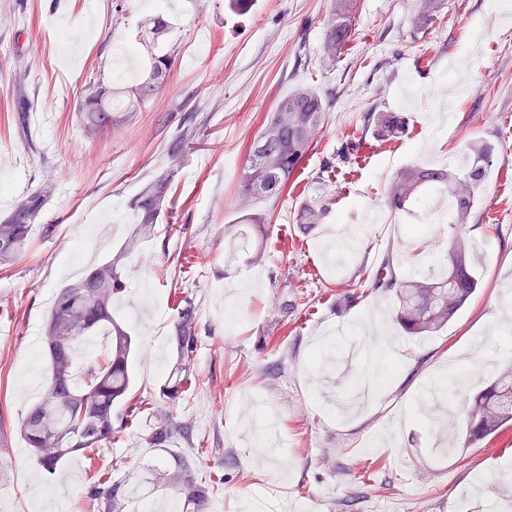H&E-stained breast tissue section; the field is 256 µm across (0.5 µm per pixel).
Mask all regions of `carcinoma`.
Masks as SVG:
<instances>
[{
    "mask_svg": "<svg viewBox=\"0 0 512 512\" xmlns=\"http://www.w3.org/2000/svg\"><path fill=\"white\" fill-rule=\"evenodd\" d=\"M444 0H423L412 20L411 39L427 33L439 19ZM358 0H330L323 20L324 60L332 65L352 37ZM136 52L148 60L138 81L125 88L108 87L96 79L87 83L79 104L86 128L101 133L112 126L115 112H138L165 86L174 61L169 49L171 25L158 12L142 22ZM329 102L320 90L299 84L284 94L265 118L264 131L251 145L248 164L240 178L238 193L253 206L275 202L298 170L328 121ZM407 118L400 112L363 113V130L374 138L395 141L406 134ZM494 149L484 140H472L464 151V165L428 167L408 165L397 171L385 190V204L394 213L407 212L428 191L445 192L452 199L453 221L448 225V272L443 276L423 274L399 277L390 261L370 279V287L391 291L397 301L396 323L408 336H427L451 322L464 304L481 287L475 244L466 228L481 202ZM173 172L158 173L133 201L137 215L134 236L155 233L170 202ZM54 187L43 182L29 190L9 216L0 220V265L12 262L23 251L43 206ZM330 213L328 201L314 195L302 203L296 223L308 230L325 223ZM127 254L116 253L91 268L77 282L57 293L44 326L49 377L40 401L25 415L21 434L38 464L48 473L75 453L89 463L100 449L111 444L123 429V415L115 409L130 400L129 363L133 339L112 319V305L125 289L122 268ZM198 307L193 296H181L173 323L172 339L178 358L163 388V396L175 399L188 391L198 351ZM104 329L111 336L110 355L87 364L83 387L73 377L72 353L89 336ZM512 424V366L501 370L495 380L478 392L468 410L467 438L474 445ZM191 425L169 417L156 425L149 445L165 453L171 467L160 473L158 482L174 486L184 496L183 512H203L212 495L219 492L224 478L200 480L194 476L191 457L172 452L170 443L190 437ZM137 490L126 481L110 478L94 481L86 499L90 512H128Z\"/></svg>",
    "mask_w": 512,
    "mask_h": 512,
    "instance_id": "obj_1",
    "label": "carcinoma"
}]
</instances>
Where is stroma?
I'll return each instance as SVG.
<instances>
[{"label":"stroma","mask_w":512,"mask_h":512,"mask_svg":"<svg viewBox=\"0 0 512 512\" xmlns=\"http://www.w3.org/2000/svg\"><path fill=\"white\" fill-rule=\"evenodd\" d=\"M330 0H0V218L44 179L55 190L27 248L0 266V512H86L83 455L42 471L20 424L47 377L42 328L57 291L118 250L127 289L112 315L134 336L135 413L100 463L139 496L174 490L145 478L159 451L147 435L163 416L190 423L196 472L224 476L209 512H253V501L307 512H512V426L465 444L470 399L512 364V336L491 318L512 299V0H445L411 40L416 0H360L354 33L332 68L320 62ZM173 23L176 56L163 91L141 111L88 134L77 110L89 79L123 85L118 70L141 19ZM300 83L329 93V121L277 202L261 206L267 236L240 221L236 191L248 148L279 98ZM401 112L406 136L368 139L342 158L370 107ZM194 135L178 157L170 141ZM474 139L494 147L467 234L478 245L479 292L441 331L408 336L390 294L369 290L385 258L398 275L446 268L447 215L391 213L389 178L410 164L455 166ZM175 171L155 237L131 235V206L153 175ZM324 184L327 223L303 233L301 203ZM54 227L44 235L43 225ZM199 311L198 382L176 403L159 390L176 360L171 296ZM360 295L357 305L346 293ZM391 336L376 345L366 323ZM383 377L374 401L340 407L362 363ZM263 407L281 439L263 454L242 434Z\"/></svg>","instance_id":"35a3bbf8"}]
</instances>
